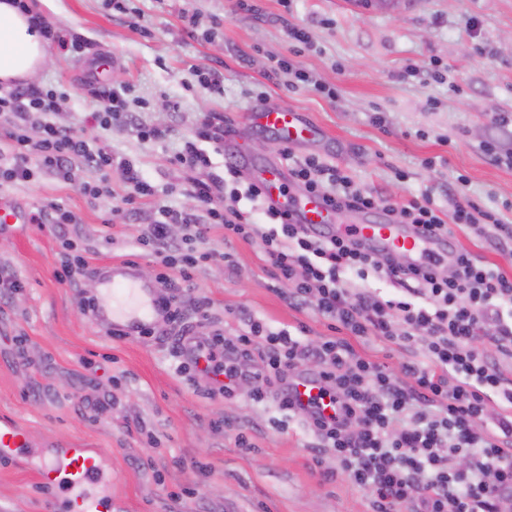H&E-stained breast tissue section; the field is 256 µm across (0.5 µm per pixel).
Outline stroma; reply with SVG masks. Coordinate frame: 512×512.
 I'll return each instance as SVG.
<instances>
[{"instance_id":"35a3bbf8","label":"stroma","mask_w":512,"mask_h":512,"mask_svg":"<svg viewBox=\"0 0 512 512\" xmlns=\"http://www.w3.org/2000/svg\"><path fill=\"white\" fill-rule=\"evenodd\" d=\"M59 34L33 86L54 89L64 105L51 119L133 160L156 199L193 210V180H212L223 197L244 192L246 178L226 180L224 155L207 168L175 161L185 142H200L204 114L224 119L229 148L245 164L316 158L349 175L354 188L377 191L383 204L430 196L457 248L512 276V249L501 250L456 223L454 203L499 213L512 223V166L492 160L487 144L512 149V0H408L352 10L345 0H28ZM302 30L306 43L291 39ZM80 43L81 53L70 49ZM291 62L331 88L325 96L295 86L291 71L276 78V61ZM103 62L107 80L91 81ZM216 69L223 89L199 77ZM125 110L109 124L95 113L106 93ZM302 113L322 131L312 142L283 147L247 121L258 101ZM382 124H375V117ZM165 131L147 139L145 130ZM113 196L88 199L79 185L41 174L0 186V202L20 215L0 223V268L22 289L0 304V417L12 419L46 448H88L112 472V512H371L368 491L335 471L331 455L298 421L275 425L273 401L254 402L252 388L229 397L209 392L208 379L171 356L167 337L116 336L81 304L94 299L100 269L133 262L155 280L159 267L138 237L154 221L152 204L130 213L121 201V171L109 173ZM55 203L78 218L76 235L33 224ZM207 261L185 292L203 302L199 333L239 329L244 310L272 328L303 331L319 343L345 339L355 355L404 378L419 354L370 337L333 330L314 306L288 303L290 285L273 279L256 241L213 230L200 243ZM81 256L83 269L58 280L61 261ZM247 433L251 450L238 448ZM208 466L199 475L195 463ZM333 478H325V471ZM0 512H53L24 459L0 462Z\"/></svg>"}]
</instances>
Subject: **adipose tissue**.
<instances>
[{
	"label": "adipose tissue",
	"mask_w": 512,
	"mask_h": 512,
	"mask_svg": "<svg viewBox=\"0 0 512 512\" xmlns=\"http://www.w3.org/2000/svg\"><path fill=\"white\" fill-rule=\"evenodd\" d=\"M48 47L38 20L12 0H0V82L34 78L49 58Z\"/></svg>",
	"instance_id": "adipose-tissue-1"
}]
</instances>
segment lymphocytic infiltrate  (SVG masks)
<instances>
[{"label":"lymphocytic infiltrate","mask_w":512,"mask_h":512,"mask_svg":"<svg viewBox=\"0 0 512 512\" xmlns=\"http://www.w3.org/2000/svg\"><path fill=\"white\" fill-rule=\"evenodd\" d=\"M54 90L17 87L0 93V128L7 138L0 149V185L31 181L52 172L72 180V161L97 173V182H84L85 196L112 193L109 168L124 174L126 204L153 196V187L129 159H118L97 143L57 126L48 116L58 111ZM43 115L41 133L30 137L34 115ZM293 179L302 189L322 197L334 210L370 212L378 197L354 189L333 166L309 158L296 163ZM190 193L198 202L193 211L158 207V217L138 238L151 248L164 271L157 277L159 302L170 332L174 356H182L183 340L193 337L203 374L223 376L218 391L232 395L243 383L252 384L257 402L274 398L283 417L296 408L287 396L292 377L306 360L319 366L323 394L336 403V415L304 414V424L331 453L336 469L373 495V512H502L512 501V388L505 385L492 352L512 354V276L478 263L463 249L449 264L451 275L438 266L409 269L392 256H376L349 239L326 237L293 223L289 213L268 207L271 227L250 223L237 204L214 206L213 183L194 180ZM398 224L449 235L450 230L431 198L387 207ZM189 231L187 242L173 241L172 225ZM243 239L260 237L264 251L281 277L292 284V304L314 305L326 318L354 336H374L403 348L421 346L423 361L405 365L412 383L395 381L384 365L355 357L342 339L312 346L287 329L272 330L253 316L241 314L244 328L225 335L197 334V322L172 308L177 280L209 258L193 243L214 228ZM361 279L384 277L404 287L407 299H386L361 289L350 292L348 274ZM494 323L485 336L486 323ZM261 366H252L253 357ZM508 411L486 419L490 397Z\"/></svg>","instance_id":"lymphocytic-infiltrate-1"}]
</instances>
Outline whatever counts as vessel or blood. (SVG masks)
Returning a JSON list of instances; mask_svg holds the SVG:
<instances>
[{"instance_id": "b4317fda", "label": "vessel or blood", "mask_w": 512, "mask_h": 512, "mask_svg": "<svg viewBox=\"0 0 512 512\" xmlns=\"http://www.w3.org/2000/svg\"><path fill=\"white\" fill-rule=\"evenodd\" d=\"M248 119L284 144L302 142L319 133L317 127L297 112L258 106L249 112ZM257 179L268 203L289 211L294 222L329 236L352 238L374 254H393L407 266L424 268L432 256L445 251L444 237L420 232L412 225L367 218L356 224L336 223L335 213L319 197L308 193L291 196L284 192V171L279 165L262 166ZM98 280L102 294L96 309L98 323L137 335L162 321L157 285L141 280L131 265L109 264L100 271ZM292 396L296 404L316 406L323 416L335 413L330 399L321 397L319 383L311 378L298 379ZM20 457L35 462L37 479L50 495L54 512H110L112 474L101 456L85 448L49 451L37 445L17 424L1 417L0 460Z\"/></svg>"}]
</instances>
